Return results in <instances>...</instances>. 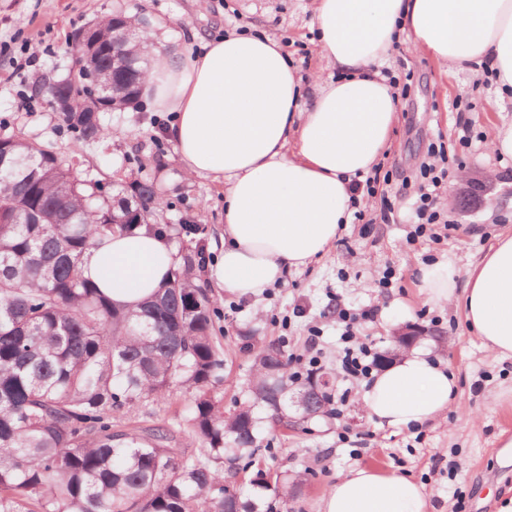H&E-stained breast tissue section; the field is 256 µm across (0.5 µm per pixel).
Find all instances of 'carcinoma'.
Segmentation results:
<instances>
[{"instance_id":"obj_1","label":"carcinoma","mask_w":512,"mask_h":512,"mask_svg":"<svg viewBox=\"0 0 512 512\" xmlns=\"http://www.w3.org/2000/svg\"><path fill=\"white\" fill-rule=\"evenodd\" d=\"M66 80L76 105L96 101L98 71L80 64ZM73 138H100L93 112L61 114ZM102 187L56 153L8 137L0 150V212L24 205L32 224L0 223V512H288L298 478L274 474L273 496L245 494L241 478L224 497V468L251 464L262 428L290 424V395L317 388L304 420L325 408L323 373L288 372L281 342L240 337L253 375L224 413V353L218 312L198 283L209 232L199 224H114ZM140 227L177 244L166 284L136 306L112 302L85 277L92 250ZM183 409L158 422L149 407L174 393ZM192 437L193 450L183 447Z\"/></svg>"}]
</instances>
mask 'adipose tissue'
Wrapping results in <instances>:
<instances>
[{"instance_id":"obj_1","label":"adipose tissue","mask_w":512,"mask_h":512,"mask_svg":"<svg viewBox=\"0 0 512 512\" xmlns=\"http://www.w3.org/2000/svg\"><path fill=\"white\" fill-rule=\"evenodd\" d=\"M319 53L339 79L314 77L311 95L279 43L229 33L192 59L155 50L142 93L173 113L168 133L187 175L224 185L217 285L261 295L289 270L325 255L352 213L351 187L390 146L399 99L381 68L400 38L465 70L479 66L512 90V0H314ZM173 249L156 234H114L85 274L132 305L161 288ZM426 299L457 301L483 344L512 357V228L457 285L448 263L421 266ZM455 397L452 377L414 351L378 376L363 404L378 423L423 424ZM322 512H426L422 486L358 468L339 477Z\"/></svg>"}]
</instances>
